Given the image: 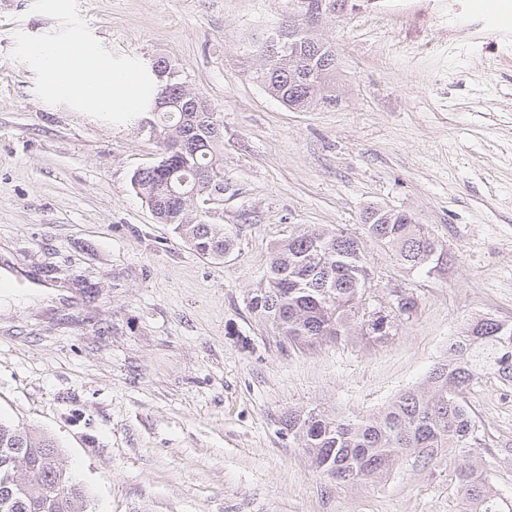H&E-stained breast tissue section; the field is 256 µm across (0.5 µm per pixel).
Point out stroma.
Listing matches in <instances>:
<instances>
[{"instance_id": "1", "label": "stroma", "mask_w": 512, "mask_h": 512, "mask_svg": "<svg viewBox=\"0 0 512 512\" xmlns=\"http://www.w3.org/2000/svg\"><path fill=\"white\" fill-rule=\"evenodd\" d=\"M286 0H0V253L63 267L82 312L36 296L0 307V419L57 441L95 512H457L453 472L396 465L339 487L282 427L291 409L366 415L425 387L479 316L512 322V29L471 0H351L317 36L336 49L334 106H284L244 59ZM77 37L141 74L168 59L221 114L234 235L221 261L156 223L131 187L157 147L125 108L90 112L30 54ZM370 206L406 213L446 253L403 268L365 240L366 296L416 300L374 341L280 342L249 299L280 240L317 226L363 237ZM467 401L481 462L512 496V387L486 373Z\"/></svg>"}]
</instances>
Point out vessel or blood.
Here are the masks:
<instances>
[{
	"mask_svg": "<svg viewBox=\"0 0 512 512\" xmlns=\"http://www.w3.org/2000/svg\"><path fill=\"white\" fill-rule=\"evenodd\" d=\"M0 291H20L47 296L60 306L77 311L83 308V295L61 289L45 271L20 266L11 256L0 254Z\"/></svg>",
	"mask_w": 512,
	"mask_h": 512,
	"instance_id": "1",
	"label": "vessel or blood"
}]
</instances>
